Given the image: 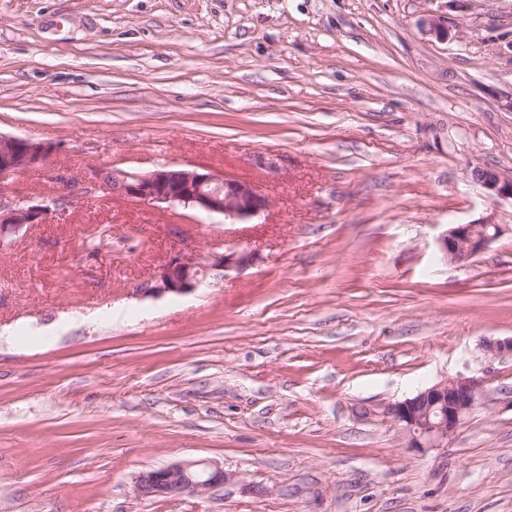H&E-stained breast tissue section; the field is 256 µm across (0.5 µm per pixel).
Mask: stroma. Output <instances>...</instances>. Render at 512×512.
<instances>
[{"mask_svg":"<svg viewBox=\"0 0 512 512\" xmlns=\"http://www.w3.org/2000/svg\"><path fill=\"white\" fill-rule=\"evenodd\" d=\"M0 134L56 145L0 196L180 164L271 201L78 198L0 246V512H512V201L471 176L512 174V0H0ZM227 242L257 262L133 296ZM459 374L489 403L407 447L383 407ZM200 459L233 481L138 496ZM493 232L489 233L488 229ZM503 232L501 225L492 222L455 224L442 232L438 239V251L444 259L453 263H466L484 252L490 242Z\"/></svg>","mask_w":512,"mask_h":512,"instance_id":"1","label":"stroma"}]
</instances>
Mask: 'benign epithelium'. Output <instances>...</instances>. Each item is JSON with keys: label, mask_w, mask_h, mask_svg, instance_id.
Here are the masks:
<instances>
[{"label": "benign epithelium", "mask_w": 512, "mask_h": 512, "mask_svg": "<svg viewBox=\"0 0 512 512\" xmlns=\"http://www.w3.org/2000/svg\"><path fill=\"white\" fill-rule=\"evenodd\" d=\"M54 151L52 142H34L0 134V182L25 171L40 169ZM107 173L112 176L110 187L105 182ZM471 175L490 195L512 199V176L482 166L474 167ZM88 185L87 189L69 187L57 196L40 201L29 200L24 206L0 200V238L16 235L28 224L44 223L51 205L66 206L73 197L88 189L135 199L158 210L181 207L199 216H222L232 221L249 220L270 206L268 198L256 185L202 166L167 164L146 173L99 168ZM502 232L501 225L488 221L455 224L439 235L438 251L450 262L466 263L484 252ZM253 261L254 254L238 244L203 256L179 250L133 292L153 298L187 294L210 278L212 272L244 268ZM487 402L485 378L459 375L410 398L390 403L383 413L400 426L408 447L421 450L442 446L475 408ZM231 478L232 475L216 463L186 461L141 472L136 480V490L144 497L201 496Z\"/></svg>", "instance_id": "7a95c632"}]
</instances>
